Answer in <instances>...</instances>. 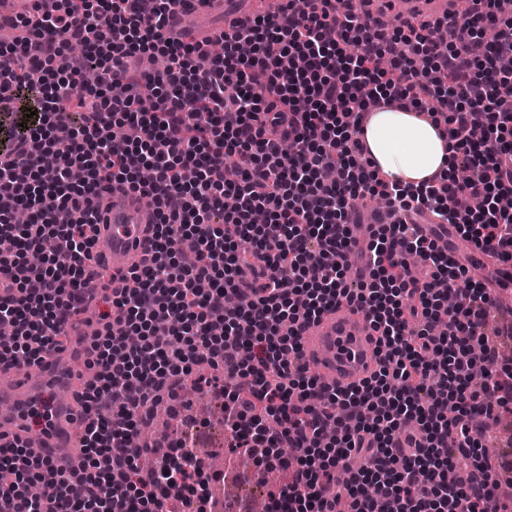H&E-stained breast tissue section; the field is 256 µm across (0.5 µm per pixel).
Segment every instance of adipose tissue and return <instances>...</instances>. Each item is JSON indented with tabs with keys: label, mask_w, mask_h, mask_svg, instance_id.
Listing matches in <instances>:
<instances>
[{
	"label": "adipose tissue",
	"mask_w": 512,
	"mask_h": 512,
	"mask_svg": "<svg viewBox=\"0 0 512 512\" xmlns=\"http://www.w3.org/2000/svg\"><path fill=\"white\" fill-rule=\"evenodd\" d=\"M360 139L373 169L387 178L417 187L453 171L443 127L410 109L396 106L372 113Z\"/></svg>",
	"instance_id": "obj_1"
}]
</instances>
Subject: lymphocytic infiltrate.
<instances>
[{"label": "lymphocytic infiltrate", "mask_w": 512, "mask_h": 512, "mask_svg": "<svg viewBox=\"0 0 512 512\" xmlns=\"http://www.w3.org/2000/svg\"><path fill=\"white\" fill-rule=\"evenodd\" d=\"M179 0H34L7 19L23 40L0 48V103L27 102L33 120L0 152V323L13 330L0 363H42L64 350L65 324L84 312L87 270L114 185L149 198L157 222L134 288H103L99 331L84 346L95 375L76 394L81 451L96 472L54 473L49 461L0 454V512H127V489L160 512L205 484L193 452L185 386L224 402L229 445L270 467L292 456L270 512H484L500 481L484 454V419L512 412V366L484 326L495 299L436 239L403 221L373 224L365 250L350 226L366 192L393 211L429 214L480 251L512 263V109L498 88L512 55V17L466 0L432 71L429 23L386 33L332 0H287L281 14L220 33L224 54L167 36ZM497 40L483 56L486 28ZM79 52H71V45ZM163 71L132 67L137 54ZM99 81L86 89L82 74ZM126 92L112 94L114 85ZM407 103L449 128L471 171L419 189L372 170L359 140L368 106ZM30 221L10 223L17 209ZM360 253L368 278L343 276ZM427 265L414 276L409 255ZM456 305H449L448 293ZM364 314L378 367L336 391L300 364L301 327L332 304ZM224 368L228 388L199 365ZM182 418L159 468L142 471L129 440L155 400ZM363 458L360 468L351 461ZM43 493L22 491L24 476Z\"/></svg>", "instance_id": "obj_1"}]
</instances>
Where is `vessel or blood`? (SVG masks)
Listing matches in <instances>:
<instances>
[{
	"label": "vessel or blood",
	"instance_id": "vessel-or-blood-1",
	"mask_svg": "<svg viewBox=\"0 0 512 512\" xmlns=\"http://www.w3.org/2000/svg\"><path fill=\"white\" fill-rule=\"evenodd\" d=\"M280 0H181L178 15L169 27L170 36L204 45L216 33L209 26L187 25L186 17L221 15L226 21L243 24L258 17L276 15ZM390 13L372 12V24L385 29L390 16L417 22L434 21L454 11L459 0H391ZM105 222L100 236L105 255L114 268L126 270L141 264L148 255L152 226L156 221L152 207L144 204L138 194L114 188L104 203ZM464 260L485 274V283L492 292L512 288V266L501 264L487 253H470ZM304 361L309 373L323 384L339 390L361 385L377 367L376 342L360 314L351 312L346 304L336 305L319 321L310 323L302 333ZM70 356L58 354L44 363L38 381L10 388L0 387V446H11L27 439L25 424L32 412L40 409L43 389L55 380L58 369L68 367ZM56 381V380H55ZM43 457L56 464L79 467L82 462L80 443L71 424L70 402L57 403L52 409L51 425L38 441Z\"/></svg>",
	"mask_w": 512,
	"mask_h": 512
}]
</instances>
